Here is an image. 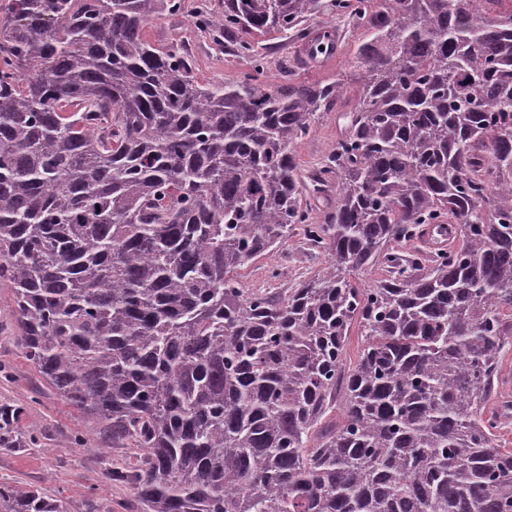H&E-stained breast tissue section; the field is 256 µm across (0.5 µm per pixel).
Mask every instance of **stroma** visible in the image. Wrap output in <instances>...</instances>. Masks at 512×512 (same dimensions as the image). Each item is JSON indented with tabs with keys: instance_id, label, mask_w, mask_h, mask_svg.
<instances>
[{
	"instance_id": "35a3bbf8",
	"label": "stroma",
	"mask_w": 512,
	"mask_h": 512,
	"mask_svg": "<svg viewBox=\"0 0 512 512\" xmlns=\"http://www.w3.org/2000/svg\"><path fill=\"white\" fill-rule=\"evenodd\" d=\"M223 9L224 0H184L182 12L156 21L146 37L158 47H183L200 81L235 80L251 72L250 59L235 55L229 41L214 40L191 26L199 11L219 13ZM334 27L343 40L344 51L320 70L300 62L302 47L294 39L277 35L263 38L259 51L265 58V69L260 82L278 85L289 75L299 83H327L337 75L350 74L364 33L343 20L335 21ZM336 136L334 115L322 116L309 136L295 147L302 173L320 166L335 147ZM272 266L282 270L278 279L267 276ZM321 266V260L308 256L299 238L293 236L283 249L245 269L241 282L244 287L278 295L299 279L317 273ZM13 308L10 289L0 288V406L23 409L20 417L0 430V437L10 442L9 447L0 446V486L38 487L46 496L62 500L67 512H90L95 501L123 503L126 512H138L130 490L108 479L112 469L128 461L130 449L114 444L105 426L82 416L39 376L18 345ZM72 436L79 437V444L66 446V438ZM99 446L109 447V454L96 455Z\"/></svg>"
}]
</instances>
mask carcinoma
Returning <instances> with one entry per match:
<instances>
[{"mask_svg":"<svg viewBox=\"0 0 512 512\" xmlns=\"http://www.w3.org/2000/svg\"><path fill=\"white\" fill-rule=\"evenodd\" d=\"M182 9L0 6V287L25 357L134 451L112 481L140 512H512L486 413L512 341V0H224L194 26L253 57L232 83L147 40ZM323 17L365 31L356 99L260 86V38ZM333 111L305 181L294 147ZM332 183L318 224L306 196ZM427 224L457 245L414 247ZM296 231L317 274L243 287ZM0 512L64 506L2 486Z\"/></svg>","mask_w":512,"mask_h":512,"instance_id":"cac0c4a2","label":"carcinoma"}]
</instances>
